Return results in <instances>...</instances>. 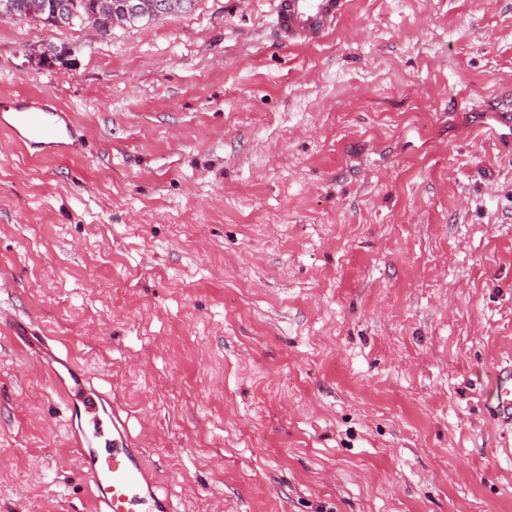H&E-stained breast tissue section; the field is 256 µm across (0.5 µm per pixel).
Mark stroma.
Returning <instances> with one entry per match:
<instances>
[{"instance_id": "1", "label": "stroma", "mask_w": 512, "mask_h": 512, "mask_svg": "<svg viewBox=\"0 0 512 512\" xmlns=\"http://www.w3.org/2000/svg\"><path fill=\"white\" fill-rule=\"evenodd\" d=\"M272 0L93 37L0 23V321L122 407L175 512H512V0ZM72 367V368H73ZM0 512H96L64 402L0 328ZM348 0H275L276 37L288 45L314 44L348 10ZM13 109L9 121L1 117V125L9 130L14 141L23 148L38 153L65 156L80 139L79 130L70 112L56 103L39 97H21L8 102L1 99L3 111ZM488 407L506 421H512V364L499 366L493 373Z\"/></svg>"}]
</instances>
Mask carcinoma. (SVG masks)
I'll return each mask as SVG.
<instances>
[{"label": "carcinoma", "mask_w": 512, "mask_h": 512, "mask_svg": "<svg viewBox=\"0 0 512 512\" xmlns=\"http://www.w3.org/2000/svg\"><path fill=\"white\" fill-rule=\"evenodd\" d=\"M15 13L23 21L39 22L54 28L94 27L105 37L112 34L108 14L99 0H11Z\"/></svg>", "instance_id": "obj_1"}]
</instances>
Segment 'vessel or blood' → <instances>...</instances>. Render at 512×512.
Masks as SVG:
<instances>
[{
	"mask_svg": "<svg viewBox=\"0 0 512 512\" xmlns=\"http://www.w3.org/2000/svg\"><path fill=\"white\" fill-rule=\"evenodd\" d=\"M347 10L348 0H275L276 37L293 46L317 43ZM8 105L12 114L5 126L25 149L64 156L80 139L70 112L56 103L28 96L9 100ZM63 398L71 422L78 425L75 445L99 512H173L169 496L160 495L150 479L144 452L113 406L111 393L86 379L64 388ZM488 406L512 421V364L494 371Z\"/></svg>",
	"mask_w": 512,
	"mask_h": 512,
	"instance_id": "vessel-or-blood-1",
	"label": "vessel or blood"
}]
</instances>
